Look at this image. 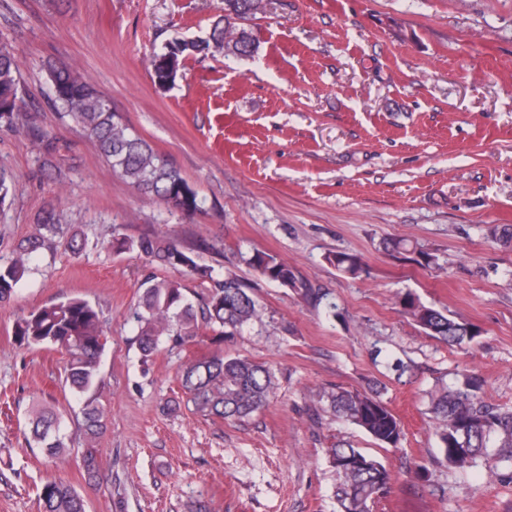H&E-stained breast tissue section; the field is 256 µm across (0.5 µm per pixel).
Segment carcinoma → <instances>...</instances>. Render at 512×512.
<instances>
[{
    "label": "carcinoma",
    "instance_id": "cac0c4a2",
    "mask_svg": "<svg viewBox=\"0 0 512 512\" xmlns=\"http://www.w3.org/2000/svg\"><path fill=\"white\" fill-rule=\"evenodd\" d=\"M263 0H224V24H215L205 42H187L174 37L166 51L151 58L156 85L173 84L186 57L215 47L237 57H252L258 44L241 24L262 9ZM17 53L0 43V125L17 123L22 108L18 97ZM49 80L56 101L68 116L97 145L112 171L140 194L174 207L186 214L200 208L197 192L169 160L154 151L122 118L112 111L110 101L93 84L67 66L49 69ZM67 237V246L77 255L84 241L66 235L53 214L37 219L31 231L17 240L12 256L0 258V306L9 304L27 277L30 260L49 249L56 240ZM116 253L138 251L151 263L180 274L178 278L149 277L131 313L135 323V342L143 363L164 342L184 344L196 340L202 331L212 333L216 345L207 357L189 362L179 372L184 392L196 409L206 415L241 421L262 410L276 388L272 368L246 357H226L224 337L240 332L259 316L252 287L232 273L211 265L199 264L175 241L164 236H145L137 240L117 233L109 241ZM336 266L357 275L361 262L346 254L335 256ZM248 264L269 281L283 288H295L302 298L335 313L336 304L318 294L298 278L288 264L275 256L256 251ZM187 275L207 288L201 309L187 295L181 276ZM405 312L425 333L448 345L460 346L479 336V329L443 312L421 304L411 295L402 299ZM16 345L23 349L52 347L65 355V387L84 400L82 429L88 442H94L104 428V412L89 393L97 390L100 360L107 337L99 310L82 297H66L38 308L16 320L13 327ZM330 408L349 424L361 429L381 447H395L401 440L400 420L374 394L333 388L326 392ZM429 403L437 421L436 434L443 459L448 466L467 469L478 461L512 462V407H501L484 398V381L476 374L463 375L452 387L441 386L429 393ZM29 446L41 449L51 459L66 451L60 433V416L54 408L40 406L28 415ZM330 462L340 481L336 501L340 512H373L374 505L392 492L394 478L385 465L349 442L330 450ZM88 481L99 473L97 451L86 449L81 461ZM38 499L42 512H86L84 497L70 484L54 479L46 482Z\"/></svg>",
    "mask_w": 512,
    "mask_h": 512
}]
</instances>
